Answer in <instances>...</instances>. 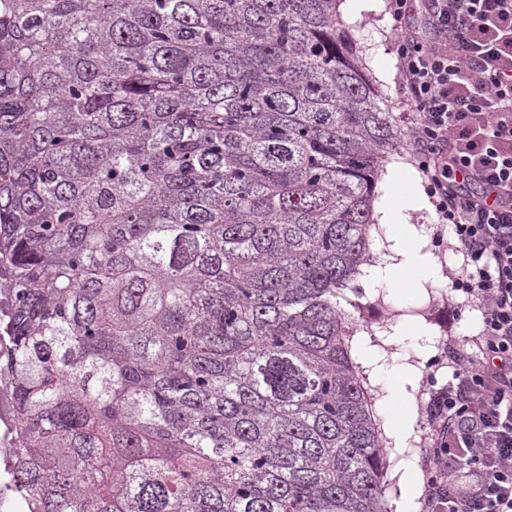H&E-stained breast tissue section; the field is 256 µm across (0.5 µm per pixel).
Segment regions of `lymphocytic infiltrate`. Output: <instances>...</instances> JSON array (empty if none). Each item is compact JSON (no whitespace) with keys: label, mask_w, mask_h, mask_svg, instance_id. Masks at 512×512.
Instances as JSON below:
<instances>
[{"label":"lymphocytic infiltrate","mask_w":512,"mask_h":512,"mask_svg":"<svg viewBox=\"0 0 512 512\" xmlns=\"http://www.w3.org/2000/svg\"><path fill=\"white\" fill-rule=\"evenodd\" d=\"M420 8L423 26L409 22ZM411 135L439 223L477 303L474 357L433 385L423 512H512V0H388ZM469 473L457 481L444 466Z\"/></svg>","instance_id":"f902f5d3"}]
</instances>
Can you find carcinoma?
Listing matches in <instances>:
<instances>
[{
    "instance_id": "cac0c4a2",
    "label": "carcinoma",
    "mask_w": 512,
    "mask_h": 512,
    "mask_svg": "<svg viewBox=\"0 0 512 512\" xmlns=\"http://www.w3.org/2000/svg\"><path fill=\"white\" fill-rule=\"evenodd\" d=\"M340 0H0L32 512H390L340 308L404 131Z\"/></svg>"
}]
</instances>
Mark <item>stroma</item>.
Segmentation results:
<instances>
[{
    "label": "stroma",
    "instance_id": "stroma-1",
    "mask_svg": "<svg viewBox=\"0 0 512 512\" xmlns=\"http://www.w3.org/2000/svg\"><path fill=\"white\" fill-rule=\"evenodd\" d=\"M339 12L383 108L398 127L407 128L400 97L403 77L391 47L393 21L387 0H342ZM412 167L404 150L388 155L378 173L372 209L400 211L406 222L414 225L421 252L432 263L414 267L401 282L377 276L396 243L387 226L372 224L375 264L364 268L358 278L363 289L358 299L362 307L358 328L370 339L363 345L355 340L350 343L354 362L369 361L374 372L364 386L372 396L386 452V497L389 506H400L402 512H422L421 488L430 467L423 453L430 436L424 413L429 384L434 379H450L460 356L467 352L463 339L477 334L481 325L480 311L467 305L449 279L462 263L450 226L437 223L432 204H418L417 197L424 192L422 183L408 185L402 176ZM397 381L410 393L415 416L413 432L404 440L390 435L397 413L390 389ZM408 471L415 476L409 494L403 483Z\"/></svg>",
    "mask_w": 512,
    "mask_h": 512
}]
</instances>
